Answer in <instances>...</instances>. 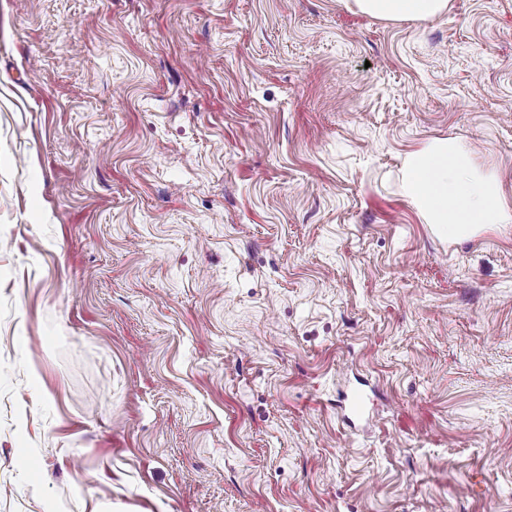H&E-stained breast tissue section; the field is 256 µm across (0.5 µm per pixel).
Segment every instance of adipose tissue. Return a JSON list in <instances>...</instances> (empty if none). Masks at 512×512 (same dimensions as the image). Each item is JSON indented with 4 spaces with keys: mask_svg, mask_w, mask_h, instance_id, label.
I'll list each match as a JSON object with an SVG mask.
<instances>
[{
    "mask_svg": "<svg viewBox=\"0 0 512 512\" xmlns=\"http://www.w3.org/2000/svg\"><path fill=\"white\" fill-rule=\"evenodd\" d=\"M345 3L361 13L389 21L427 20L448 8V0H345ZM405 175L409 196L443 238L463 241L483 225L512 222L499 182L472 167L467 148L458 140H431L410 155Z\"/></svg>",
    "mask_w": 512,
    "mask_h": 512,
    "instance_id": "1",
    "label": "adipose tissue"
}]
</instances>
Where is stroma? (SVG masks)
I'll return each instance as SVG.
<instances>
[{
	"instance_id": "35a3bbf8",
	"label": "stroma",
	"mask_w": 512,
	"mask_h": 512,
	"mask_svg": "<svg viewBox=\"0 0 512 512\" xmlns=\"http://www.w3.org/2000/svg\"><path fill=\"white\" fill-rule=\"evenodd\" d=\"M444 138L512 209V0H0V512H512V223L436 235ZM372 17L389 20H427L448 9V0H341Z\"/></svg>"
}]
</instances>
